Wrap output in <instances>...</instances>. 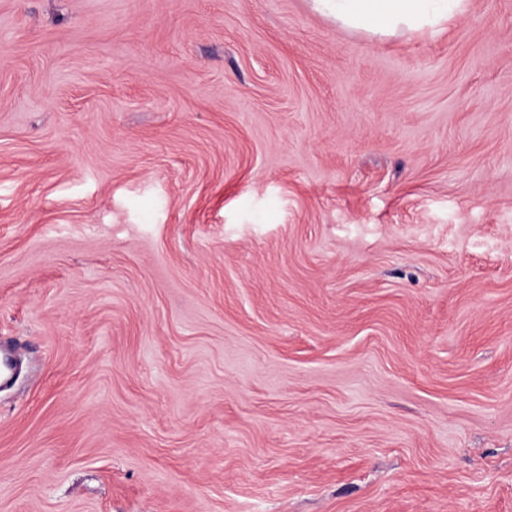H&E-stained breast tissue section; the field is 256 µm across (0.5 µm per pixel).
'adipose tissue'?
Listing matches in <instances>:
<instances>
[{"label":"adipose tissue","mask_w":512,"mask_h":512,"mask_svg":"<svg viewBox=\"0 0 512 512\" xmlns=\"http://www.w3.org/2000/svg\"><path fill=\"white\" fill-rule=\"evenodd\" d=\"M342 26L391 36L436 28L465 10L467 0H311Z\"/></svg>","instance_id":"ef3b65f1"}]
</instances>
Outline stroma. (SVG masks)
<instances>
[{
    "mask_svg": "<svg viewBox=\"0 0 512 512\" xmlns=\"http://www.w3.org/2000/svg\"><path fill=\"white\" fill-rule=\"evenodd\" d=\"M0 512H512V0H0ZM317 13L374 35L434 29L465 10L467 0H311Z\"/></svg>",
    "mask_w": 512,
    "mask_h": 512,
    "instance_id": "stroma-1",
    "label": "stroma"
}]
</instances>
